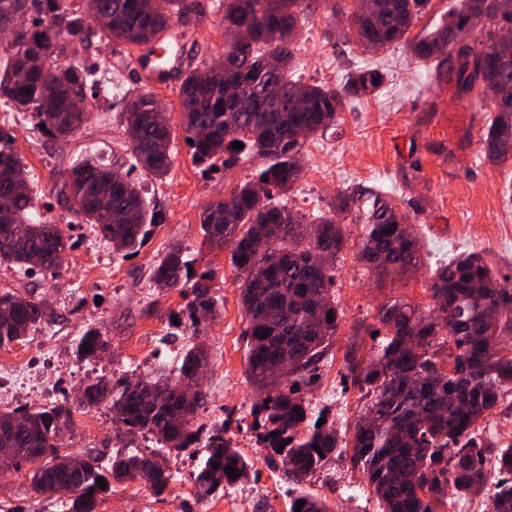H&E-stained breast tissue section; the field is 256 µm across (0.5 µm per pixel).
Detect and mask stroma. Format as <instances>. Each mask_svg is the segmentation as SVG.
<instances>
[{
  "instance_id": "stroma-1",
  "label": "stroma",
  "mask_w": 512,
  "mask_h": 512,
  "mask_svg": "<svg viewBox=\"0 0 512 512\" xmlns=\"http://www.w3.org/2000/svg\"><path fill=\"white\" fill-rule=\"evenodd\" d=\"M188 6L185 38L169 46L171 69L165 81L139 73L136 60L145 47L109 41L101 25L89 20L96 36L89 46L68 52V61L98 67L107 61L125 76L126 91L152 93L172 129L169 145L173 163L156 179L133 167L130 158L123 98L107 91L87 97L92 117L75 136L61 139L35 126L31 117L0 105V127L16 135V147L26 166L40 214L55 221L70 237L56 276L23 273L0 266V293L14 292L40 301L46 320L26 341L0 349V363L25 364L35 340L48 341L50 357L38 375L37 392L0 390V410H37L39 405L73 399L85 384L104 378L113 385L133 381L158 364H172L175 350L192 343L191 335L172 324L185 304L180 291H159L151 270L172 243H182L194 273L212 272V292L222 307L218 319L207 322L203 340L211 357L204 379L207 409L199 421L223 423L226 435L250 463L246 477L236 483V495L197 500L193 487L206 448L197 445L190 457L172 453L164 465L180 480L170 493L156 497L139 483L115 485L99 512H289V501L301 495L325 499L331 512H352V504L338 492L339 483L365 487L366 479L349 460L333 457L321 471L293 483L284 456L270 455L262 446L263 428L250 410L259 394L246 372L247 322L240 304L231 251H200V210L222 199L260 165L257 157H241L233 166L223 159L195 163L185 140L179 104L180 73L185 69L219 64L224 58L225 34L221 0H185ZM454 0H428L414 20L405 41L377 51L366 50L348 28L351 0H336L338 14H328L321 0H313L295 38V76L305 84L342 88L355 70L376 67L385 75L373 94L345 102L335 125L307 140L301 153L303 173L284 203L305 220L323 213L341 193L386 196L420 244L421 265L401 276L378 277L358 257L364 233L353 214L340 213L347 244L336 259L331 287L345 317L311 383L301 385L306 402L326 387L339 390L349 417L337 420L328 405L323 416L338 433L351 432L368 402L346 368L345 355L358 347L362 361L373 359L380 336L375 330L378 308L401 299L428 309L429 284L440 266V248L449 256L475 253L497 278L512 280V238L501 239L497 227L512 225V159L489 164L483 155L482 127L466 124V111H479L477 91L465 92L456 81L457 62H423L407 49L410 41L432 32ZM92 159L105 166L120 165L138 181L148 204L163 209L165 224L152 228L141 250L130 256L112 246L75 215L60 210L51 188L72 164ZM89 329L99 331L110 348L98 358L84 360L76 343ZM147 452L141 433L119 435L106 406L73 411L58 438V450L74 456L92 450L112 459L129 449ZM60 492L33 493L28 470L6 472L0 481V512H63Z\"/></svg>"
}]
</instances>
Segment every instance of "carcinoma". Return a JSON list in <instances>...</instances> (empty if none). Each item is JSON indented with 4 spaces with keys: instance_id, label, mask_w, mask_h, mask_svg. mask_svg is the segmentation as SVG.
I'll use <instances>...</instances> for the list:
<instances>
[{
    "instance_id": "obj_1",
    "label": "carcinoma",
    "mask_w": 512,
    "mask_h": 512,
    "mask_svg": "<svg viewBox=\"0 0 512 512\" xmlns=\"http://www.w3.org/2000/svg\"><path fill=\"white\" fill-rule=\"evenodd\" d=\"M357 2L349 26L361 44L373 49L401 41L427 0H380L377 14L364 11V0ZM458 2L448 10L447 21L408 43V50L424 61L452 57L455 29L471 30L472 59L458 64L457 71L463 89L474 88L480 70L484 80L509 91L504 100L483 97L495 112L483 134L484 155L500 164L512 158V64L497 63L496 36L501 25L512 26V0ZM80 3L82 10L69 0H0V32L17 11L30 15V24L0 46V101L16 112L30 113L36 125L62 138L75 135L89 121L91 112L81 103L87 90L98 86L89 69L73 63L60 66L49 82L38 68L27 65L28 56L37 52L56 64L71 45H87L85 13L99 20L110 39L136 45L171 28L175 16L185 15L182 0ZM308 7L306 0H224V26L247 28L250 40L224 52L231 59L229 65H220V75L201 80L195 68L179 87L183 129L186 140L193 141L195 161L205 163L228 152L226 162H234L239 153L234 142L265 160L251 180L199 213L203 244L211 250L231 247L247 321L246 372L261 395L252 413L266 432L284 442L288 477L297 482L343 454L348 445L352 467L362 471L382 512H438L448 505L450 487L468 494L487 490L489 512H512V444L488 450L472 431L498 406L504 390L512 389V355L498 350L503 337H512V281H499L480 257L467 255L436 268L429 287L434 308L429 311L403 300L383 304L376 319L385 329L384 343L375 360L363 365L356 348H350L346 367L367 390L369 402L346 444L339 442L336 430L317 426L312 408L299 396V384L314 377L344 317L330 294L334 259L344 247L343 225L336 215L324 214L314 219L309 233L297 232L294 226L303 224L302 217L270 203V193L285 195L301 178L299 155L306 139L336 123L344 98L371 94L384 80L376 69H361L339 93L291 79L294 31ZM269 54L281 62L275 73L266 67ZM124 119L135 163L156 179L164 177L172 165L163 147L171 139V128L158 121L152 95L129 96ZM23 168L15 135L0 128V173ZM103 194L111 199L105 213L98 208ZM56 199L68 212L97 225L114 250L127 254L144 244L146 226L166 222L163 210L147 211L136 183L88 162L71 168L56 187ZM360 202L351 195L339 200L342 211L356 210L364 224L361 260L381 277L416 269L421 262L418 238L392 204L378 196L367 208ZM0 208L12 216V223H0V265L56 271L70 248L69 239L57 225L33 217L36 202L29 182L0 178ZM189 267L183 248L174 245L154 265L151 280L165 291L181 288ZM210 281L207 272L197 275L178 315L183 330L194 336L200 335L201 318L217 314ZM44 319L40 302L0 293V349L21 343ZM107 348L94 329L77 345L85 359ZM209 365L207 349L194 344L180 355L173 376L149 374L116 394L110 382L100 379L86 385L72 403L65 400L33 412L0 411V470L48 456V463L31 473L32 490L41 492L50 478L66 482L74 477L76 485L63 507L67 512H98L114 482L138 481L156 497L167 493L173 475L161 460L194 447L203 435L206 455L196 477L197 499L224 492L233 483L225 467L237 468L240 478L247 462L224 437V424L194 428L207 409L206 390L190 395L183 391L185 379ZM106 402L118 429L151 435L156 449L108 464L92 452L59 454L56 437L73 409ZM489 451L494 460L488 468ZM214 462L219 468H213ZM100 477L104 489L97 484ZM299 501L304 502L301 512H330L314 496L294 498L290 512H296Z\"/></svg>"
}]
</instances>
